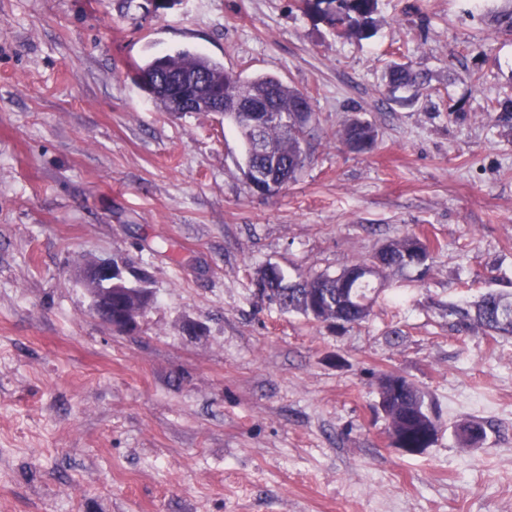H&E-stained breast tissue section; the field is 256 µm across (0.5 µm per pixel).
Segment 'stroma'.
<instances>
[{"instance_id":"obj_1","label":"stroma","mask_w":512,"mask_h":512,"mask_svg":"<svg viewBox=\"0 0 512 512\" xmlns=\"http://www.w3.org/2000/svg\"><path fill=\"white\" fill-rule=\"evenodd\" d=\"M512 0H379L337 37L297 0H0V512H512V338L450 308L512 292ZM182 49L306 92L311 159L254 193L215 112H166L136 64ZM423 73L390 94L394 62ZM377 142L346 150L352 116ZM413 231L359 326L261 301L258 270L336 275ZM124 258L154 301L107 327L73 276ZM406 376L436 441L393 447ZM485 436L466 445L463 424Z\"/></svg>"}]
</instances>
